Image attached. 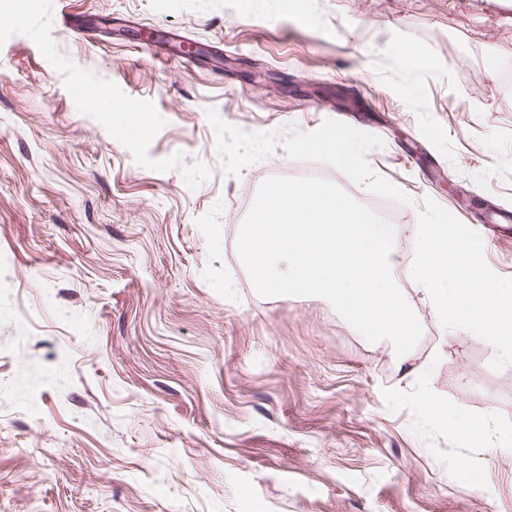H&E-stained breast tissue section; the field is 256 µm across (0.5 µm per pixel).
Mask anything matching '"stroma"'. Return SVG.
Masks as SVG:
<instances>
[{
	"label": "stroma",
	"instance_id": "35a3bbf8",
	"mask_svg": "<svg viewBox=\"0 0 512 512\" xmlns=\"http://www.w3.org/2000/svg\"><path fill=\"white\" fill-rule=\"evenodd\" d=\"M54 4L0 0V512H512V363L404 269L430 198L512 278V0H72L78 33ZM336 124L365 177L293 150ZM302 167L390 203L415 376L256 291L241 225Z\"/></svg>",
	"mask_w": 512,
	"mask_h": 512
}]
</instances>
